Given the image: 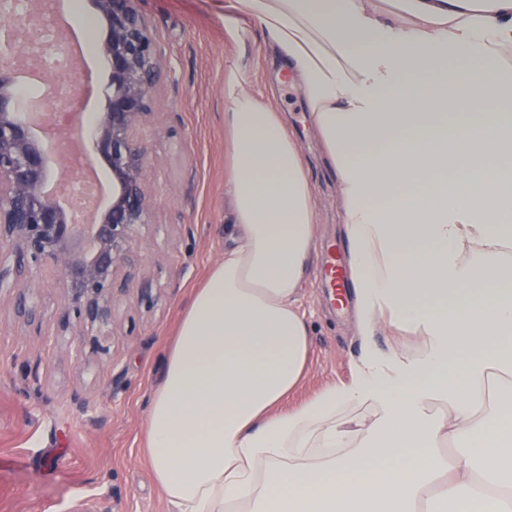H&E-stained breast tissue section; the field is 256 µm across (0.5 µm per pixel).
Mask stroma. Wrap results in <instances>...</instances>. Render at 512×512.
<instances>
[{
  "label": "stroma",
  "mask_w": 512,
  "mask_h": 512,
  "mask_svg": "<svg viewBox=\"0 0 512 512\" xmlns=\"http://www.w3.org/2000/svg\"><path fill=\"white\" fill-rule=\"evenodd\" d=\"M158 50L152 115L142 137L155 202L150 233L138 252L134 284L148 283L154 304L123 297L111 355L78 364L58 321L60 276L45 269L37 292L45 315L30 325L0 291V512H169L145 453L150 399L165 351L195 288L222 260L230 198L224 190V76L242 75L288 118L309 158L319 154L304 123L296 86L274 83L280 62L249 17L247 35L224 28V0H137ZM68 91L80 111L103 112L109 70L100 51L76 62ZM319 247H344L335 176L314 173ZM311 326V354L286 406L326 386L347 383L359 352L352 302L329 296L323 265L299 296Z\"/></svg>",
  "instance_id": "stroma-1"
}]
</instances>
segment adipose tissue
<instances>
[{
	"mask_svg": "<svg viewBox=\"0 0 512 512\" xmlns=\"http://www.w3.org/2000/svg\"><path fill=\"white\" fill-rule=\"evenodd\" d=\"M245 15L336 176L362 351L348 384L283 409L311 351L317 203L295 132L228 72L238 234L147 418L170 512H512V0H225L228 35ZM383 326L418 349H379ZM355 404L369 423L337 419Z\"/></svg>",
	"mask_w": 512,
	"mask_h": 512,
	"instance_id": "adipose-tissue-1",
	"label": "adipose tissue"
}]
</instances>
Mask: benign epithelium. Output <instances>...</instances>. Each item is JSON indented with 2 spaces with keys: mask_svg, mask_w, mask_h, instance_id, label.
Wrapping results in <instances>:
<instances>
[{
  "mask_svg": "<svg viewBox=\"0 0 512 512\" xmlns=\"http://www.w3.org/2000/svg\"><path fill=\"white\" fill-rule=\"evenodd\" d=\"M107 37L101 45L109 68L107 107L91 126L73 127L58 111L59 87L46 63L32 69L16 54L39 35L43 0H15L0 8V289L13 266L31 269L15 295L16 313L29 323L41 306L31 281L43 269L60 273V323L73 336L75 358L110 355L117 294L129 290L131 268L146 238L154 205L147 189L150 158L141 131L151 116L150 92L157 77L155 43L135 0H90ZM47 86L44 95H20L23 76ZM55 115L57 133H73L108 167L112 201L89 224L68 216L76 191L55 174L48 138L33 113Z\"/></svg>",
  "mask_w": 512,
  "mask_h": 512,
  "instance_id": "benign-epithelium-1",
  "label": "benign epithelium"
}]
</instances>
